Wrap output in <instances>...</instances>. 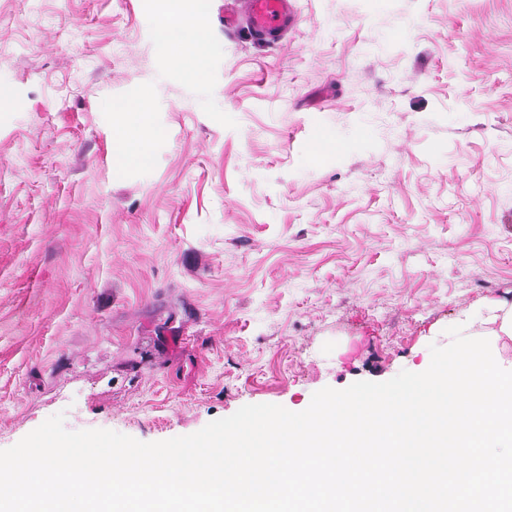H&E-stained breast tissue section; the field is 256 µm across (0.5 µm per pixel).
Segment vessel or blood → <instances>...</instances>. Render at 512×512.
Masks as SVG:
<instances>
[{
  "instance_id": "obj_1",
  "label": "vessel or blood",
  "mask_w": 512,
  "mask_h": 512,
  "mask_svg": "<svg viewBox=\"0 0 512 512\" xmlns=\"http://www.w3.org/2000/svg\"><path fill=\"white\" fill-rule=\"evenodd\" d=\"M295 2L296 0H231L225 10V23L230 29L237 28L239 23H246L255 35L275 41L298 22Z\"/></svg>"
}]
</instances>
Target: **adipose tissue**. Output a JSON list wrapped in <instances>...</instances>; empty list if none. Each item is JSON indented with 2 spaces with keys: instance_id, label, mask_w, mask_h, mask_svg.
I'll use <instances>...</instances> for the list:
<instances>
[{
  "instance_id": "1",
  "label": "adipose tissue",
  "mask_w": 512,
  "mask_h": 512,
  "mask_svg": "<svg viewBox=\"0 0 512 512\" xmlns=\"http://www.w3.org/2000/svg\"><path fill=\"white\" fill-rule=\"evenodd\" d=\"M206 27L205 18L199 14L162 16L157 19L153 34L160 45L174 47L175 53L171 58L174 68L199 79L205 75L209 65ZM151 109L152 102L145 96L119 113L116 120L119 131H131L132 136L124 152L113 154L114 166L140 164L150 155L156 136Z\"/></svg>"
}]
</instances>
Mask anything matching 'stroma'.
Listing matches in <instances>:
<instances>
[{"instance_id":"stroma-1","label":"stroma","mask_w":512,"mask_h":512,"mask_svg":"<svg viewBox=\"0 0 512 512\" xmlns=\"http://www.w3.org/2000/svg\"><path fill=\"white\" fill-rule=\"evenodd\" d=\"M199 8L194 80L143 0H0V450L300 412L512 306V0H297L278 42ZM152 102L147 96L130 103L125 108L128 112H116L118 115L115 125L122 135L128 127L134 126V132L130 144L123 153H115L112 156L113 166H125L128 164H141L151 153L156 131L152 125Z\"/></svg>"}]
</instances>
